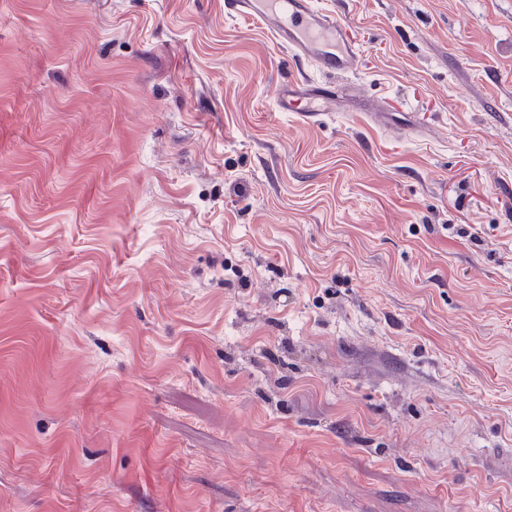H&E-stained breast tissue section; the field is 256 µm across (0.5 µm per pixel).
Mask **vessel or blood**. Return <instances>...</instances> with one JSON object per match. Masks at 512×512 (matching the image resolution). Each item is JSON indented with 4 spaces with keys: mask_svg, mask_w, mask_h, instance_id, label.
<instances>
[{
    "mask_svg": "<svg viewBox=\"0 0 512 512\" xmlns=\"http://www.w3.org/2000/svg\"><path fill=\"white\" fill-rule=\"evenodd\" d=\"M228 19L249 18L268 30L292 59L318 71L343 74L358 48L333 11L314 6L313 0H224ZM361 95L353 86L343 90L305 78L283 84L277 97L280 111L297 113L303 121H317L325 101L353 103Z\"/></svg>",
    "mask_w": 512,
    "mask_h": 512,
    "instance_id": "b4317fda",
    "label": "vessel or blood"
}]
</instances>
